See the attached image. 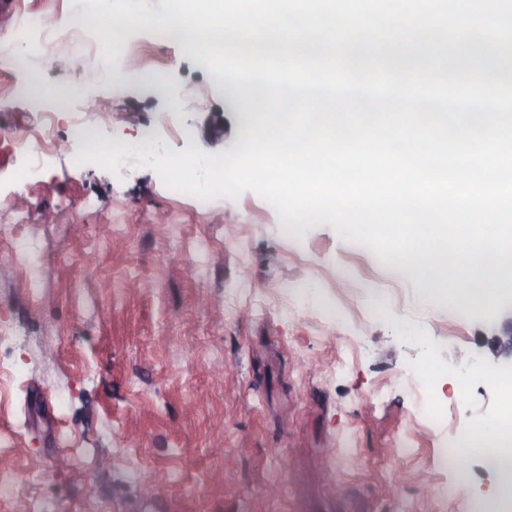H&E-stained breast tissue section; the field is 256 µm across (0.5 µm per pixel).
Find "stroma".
<instances>
[{
    "mask_svg": "<svg viewBox=\"0 0 512 512\" xmlns=\"http://www.w3.org/2000/svg\"><path fill=\"white\" fill-rule=\"evenodd\" d=\"M77 9L0 0V45L26 15L58 32ZM83 25L91 43L0 67V321L18 332L0 347V512H475L494 470L473 455L442 470L438 450L501 413L487 339L504 312L428 300L330 224L285 227L255 192L200 213L150 167L77 163L53 94L20 88L48 65L101 145L157 125V151L216 154L248 131L189 41L125 30L118 94L96 64L111 43ZM16 135L52 144L34 178Z\"/></svg>",
    "mask_w": 512,
    "mask_h": 512,
    "instance_id": "1",
    "label": "stroma"
}]
</instances>
